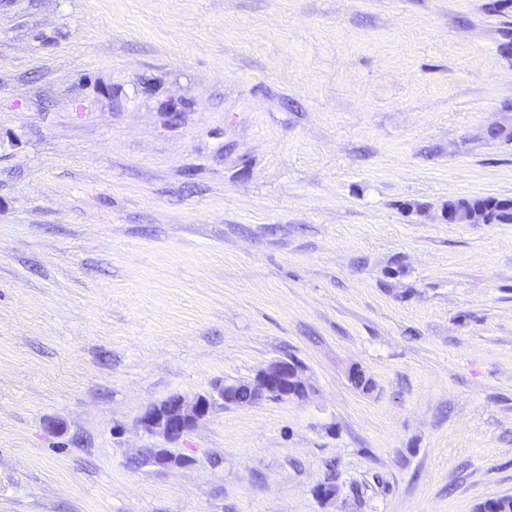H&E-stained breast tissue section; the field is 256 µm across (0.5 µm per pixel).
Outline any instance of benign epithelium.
<instances>
[{
    "label": "benign epithelium",
    "mask_w": 512,
    "mask_h": 512,
    "mask_svg": "<svg viewBox=\"0 0 512 512\" xmlns=\"http://www.w3.org/2000/svg\"><path fill=\"white\" fill-rule=\"evenodd\" d=\"M306 391L303 369L290 359H277L251 380H223L209 393L192 397L172 394L147 407L140 423L148 434L174 443L194 430L216 407L253 405L265 398H299ZM145 456L149 463L162 469L180 468L190 463L187 457L169 448H147Z\"/></svg>",
    "instance_id": "1"
}]
</instances>
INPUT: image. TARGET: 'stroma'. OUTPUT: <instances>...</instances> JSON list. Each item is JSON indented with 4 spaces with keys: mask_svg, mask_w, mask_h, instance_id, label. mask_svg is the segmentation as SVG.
I'll return each mask as SVG.
<instances>
[{
    "mask_svg": "<svg viewBox=\"0 0 512 512\" xmlns=\"http://www.w3.org/2000/svg\"><path fill=\"white\" fill-rule=\"evenodd\" d=\"M498 125L512 0H0V512L512 495V224L444 217L512 198ZM280 358L305 398L142 462ZM306 391L303 369L290 359H277L251 380H223L209 393L192 397L172 394L147 407L140 423L148 434L174 443L194 430L215 407L253 405L264 398H299ZM145 456L149 463L162 469L180 468L190 463L187 457L173 452L171 448H146Z\"/></svg>",
    "mask_w": 512,
    "mask_h": 512,
    "instance_id": "1",
    "label": "stroma"
}]
</instances>
